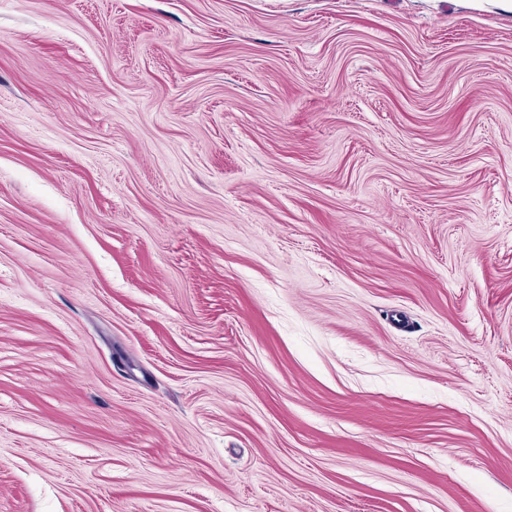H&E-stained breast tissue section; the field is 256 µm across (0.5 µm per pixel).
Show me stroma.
<instances>
[{"label":"stroma","instance_id":"stroma-1","mask_svg":"<svg viewBox=\"0 0 512 512\" xmlns=\"http://www.w3.org/2000/svg\"><path fill=\"white\" fill-rule=\"evenodd\" d=\"M0 512H512V9L0 0Z\"/></svg>","mask_w":512,"mask_h":512}]
</instances>
